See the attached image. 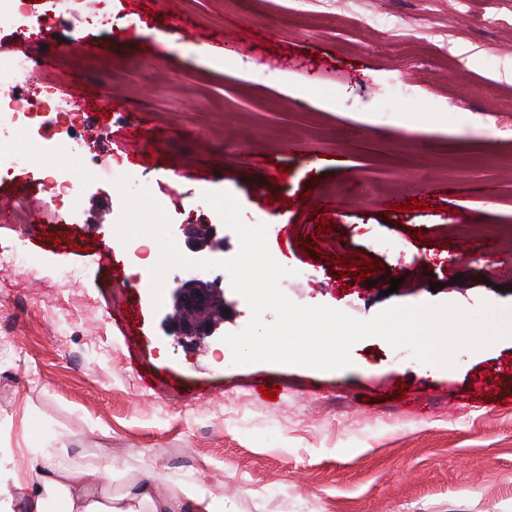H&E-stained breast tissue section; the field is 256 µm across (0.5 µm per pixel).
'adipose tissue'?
Segmentation results:
<instances>
[{
    "mask_svg": "<svg viewBox=\"0 0 512 512\" xmlns=\"http://www.w3.org/2000/svg\"><path fill=\"white\" fill-rule=\"evenodd\" d=\"M111 476V462L102 461L85 468L60 464L53 456L34 455L23 467L0 469V512H16L13 493L24 475H33L37 485L28 495L26 512H47L49 504L62 503L65 512H224L223 503L206 497L191 484L159 490L156 481L144 483L123 495L113 494L110 485L94 483L95 474Z\"/></svg>",
    "mask_w": 512,
    "mask_h": 512,
    "instance_id": "adipose-tissue-1",
    "label": "adipose tissue"
}]
</instances>
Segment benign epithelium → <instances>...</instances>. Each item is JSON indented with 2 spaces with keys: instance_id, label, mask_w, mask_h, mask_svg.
<instances>
[{
  "instance_id": "benign-epithelium-1",
  "label": "benign epithelium",
  "mask_w": 512,
  "mask_h": 512,
  "mask_svg": "<svg viewBox=\"0 0 512 512\" xmlns=\"http://www.w3.org/2000/svg\"><path fill=\"white\" fill-rule=\"evenodd\" d=\"M185 234L190 251L199 259L224 250V238L217 237L214 224H195ZM221 280L220 276L208 280L197 274L175 277L170 288L174 314L164 320L167 332L181 341L192 342L224 335V317L211 316L215 306H225Z\"/></svg>"
}]
</instances>
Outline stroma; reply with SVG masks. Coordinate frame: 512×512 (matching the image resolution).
<instances>
[{
    "instance_id": "1",
    "label": "stroma",
    "mask_w": 512,
    "mask_h": 512,
    "mask_svg": "<svg viewBox=\"0 0 512 512\" xmlns=\"http://www.w3.org/2000/svg\"><path fill=\"white\" fill-rule=\"evenodd\" d=\"M471 7L492 25H462L454 0H112L111 31L88 38L74 0L30 37L59 66L23 92L111 93L108 115H82L97 142L83 163L111 161L164 199L179 244L184 225L219 223L205 193L232 194L292 269L281 287L295 303L360 320L394 304L486 301L503 314L512 236L481 227H512V0ZM380 10L401 27L347 25ZM297 87L305 98L289 96ZM135 120L154 132L145 163L113 139ZM73 162L50 149L0 173V446L62 448L72 466L108 457L124 473L113 493L156 476L226 512H512V338L431 372L378 337L327 371L180 343L163 327L171 298L154 307L109 246L115 185L50 200L47 169ZM412 198L427 209L407 211ZM340 257L375 262L380 283L344 287ZM75 265L87 278L63 282Z\"/></svg>"
}]
</instances>
